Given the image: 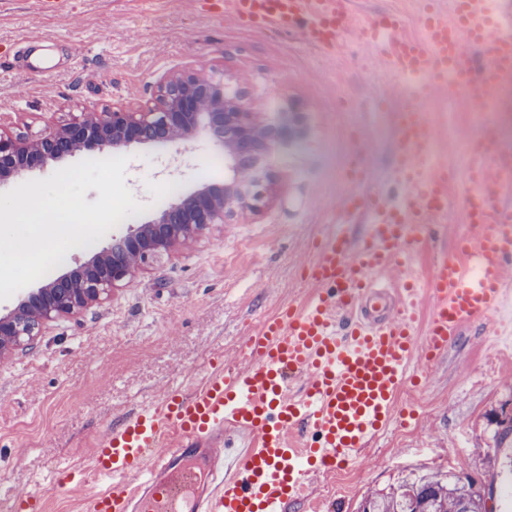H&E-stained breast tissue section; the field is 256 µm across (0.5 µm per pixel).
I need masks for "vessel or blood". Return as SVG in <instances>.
Instances as JSON below:
<instances>
[{"mask_svg": "<svg viewBox=\"0 0 512 512\" xmlns=\"http://www.w3.org/2000/svg\"><path fill=\"white\" fill-rule=\"evenodd\" d=\"M224 9L240 26L295 33L324 51L352 22L348 0H225ZM422 26L409 37L379 14L361 28L408 82L393 167L405 195H349L340 221L366 218L365 242L329 234L309 268L314 293L247 337L243 366L109 428L89 463L106 484L84 512H283L312 476L359 459L395 416L416 419L414 406L396 411L398 394L464 327L512 312V209L501 204L512 193V146L502 141L470 146L467 232L455 255L438 257L425 285L409 273L412 250L448 215V166L431 155L420 104L440 88L469 107L512 85V0H446ZM228 432L252 442L223 447Z\"/></svg>", "mask_w": 512, "mask_h": 512, "instance_id": "vessel-or-blood-1", "label": "vessel or blood"}]
</instances>
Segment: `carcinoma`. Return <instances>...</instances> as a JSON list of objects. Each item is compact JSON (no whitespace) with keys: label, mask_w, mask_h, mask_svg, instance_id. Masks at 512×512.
Listing matches in <instances>:
<instances>
[{"label":"carcinoma","mask_w":512,"mask_h":512,"mask_svg":"<svg viewBox=\"0 0 512 512\" xmlns=\"http://www.w3.org/2000/svg\"><path fill=\"white\" fill-rule=\"evenodd\" d=\"M360 512H485L473 481L442 471L410 475L363 497Z\"/></svg>","instance_id":"obj_1"}]
</instances>
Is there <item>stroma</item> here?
I'll return each mask as SVG.
<instances>
[{"instance_id":"35a3bbf8","label":"stroma","mask_w":512,"mask_h":512,"mask_svg":"<svg viewBox=\"0 0 512 512\" xmlns=\"http://www.w3.org/2000/svg\"><path fill=\"white\" fill-rule=\"evenodd\" d=\"M419 0H351L354 18L395 13L404 33H420ZM30 50L40 70L13 68ZM223 77L246 93L266 127L287 124L253 186L260 201L171 251L148 258L111 297L46 324L27 346L0 358V500L38 493L45 512H80L98 485L89 460L112 424L171 390L191 389L211 362H240L239 349L262 321L312 291L304 274L318 243L331 233L350 192V156L366 151L364 193L389 188L401 81L372 46L325 55L268 30L238 28L204 0H69L46 14L39 0L0 9V131L31 135L75 116L151 100L170 74ZM431 152L456 179L448 188V222L419 244L412 274L427 281L434 260L465 234L458 204L466 192L464 144L474 117L457 100L434 92L427 112ZM126 185L142 214L94 245L69 253L46 273L53 280L129 225L164 211L168 180L181 194L223 185L232 176L225 151L199 132L185 153L134 144ZM496 318L466 327L418 388L412 430L392 428L353 464L314 480L304 500L285 512H357L368 492L412 471L444 470L474 480L490 512H512V361L484 348ZM75 469L71 485L54 479Z\"/></svg>"}]
</instances>
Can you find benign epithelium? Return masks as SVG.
<instances>
[{
	"label": "benign epithelium",
	"instance_id": "obj_1",
	"mask_svg": "<svg viewBox=\"0 0 512 512\" xmlns=\"http://www.w3.org/2000/svg\"><path fill=\"white\" fill-rule=\"evenodd\" d=\"M200 129L224 144L233 160L229 182L177 199L154 220L129 227L126 235L86 262L20 296L13 310L0 314L1 356L33 340L46 323L111 295L133 273L131 256L141 262L252 207L248 183L263 174L262 158L274 141L238 90L222 78L198 74L169 77L152 105L87 113L45 137H12L0 131L1 185L82 148L171 143L184 149Z\"/></svg>",
	"mask_w": 512,
	"mask_h": 512
}]
</instances>
